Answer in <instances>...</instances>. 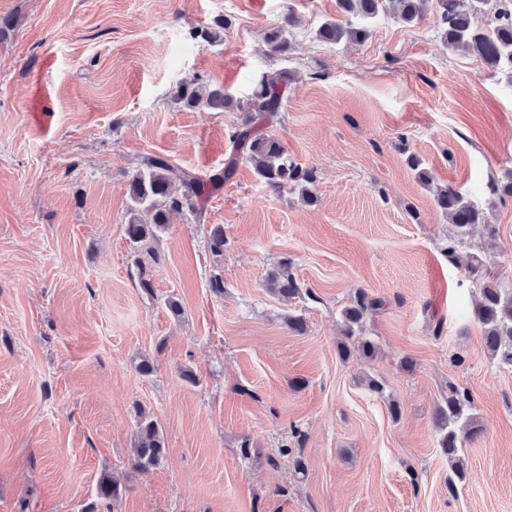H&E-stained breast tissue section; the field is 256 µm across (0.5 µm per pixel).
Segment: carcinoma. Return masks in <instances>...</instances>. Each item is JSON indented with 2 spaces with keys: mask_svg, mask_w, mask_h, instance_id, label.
<instances>
[{
  "mask_svg": "<svg viewBox=\"0 0 512 512\" xmlns=\"http://www.w3.org/2000/svg\"><path fill=\"white\" fill-rule=\"evenodd\" d=\"M340 18L326 20L316 29V36L328 43L344 40L362 42L370 36L369 22L380 14H390L403 24L420 22L429 8L440 16V37L451 48H465L478 57L493 72H505L512 77V0H336ZM294 21L287 15L283 21L269 28L264 35L266 53L283 60L291 59L293 44L288 37ZM292 71L281 69L265 71L254 76L246 99L228 94L220 84L203 85L194 78L176 86L174 96L194 110L242 113L240 125L232 135V147L224 170L207 179L193 172H181L180 192L171 189L172 164L160 155L142 156L129 181L130 218L125 234L134 251L143 249L150 239L159 238L170 224L174 213H185L196 221L204 214L208 186L230 178L242 161L252 165L256 177L276 190L297 193L302 200L316 202V171L293 161L282 143L261 131L259 119L273 116L283 108ZM408 167L417 181L434 187V201L440 212L454 226V234L444 248L448 260L459 258L468 245L471 229L482 225L488 244L498 236L487 212L451 184L434 183V175L423 160L411 153ZM224 230L216 226L209 235L207 246L215 256L224 254ZM466 271L479 289V299L473 306V316L483 327L484 345L503 365L512 367V289L506 288L490 276L484 258L468 253ZM271 290L287 298L302 295L315 300L311 289H304L290 272L289 262H280L269 274ZM384 306V300L363 289L357 290L350 304L342 311L343 336L339 354L347 358L356 348L367 357L375 353L374 343L361 336L364 316ZM473 401L468 392L448 385V396L437 408L436 424L439 447L448 455L451 474L448 475V493L456 491L466 480V469L461 452L466 441L480 431L476 417L471 414ZM166 457L164 433L159 421L139 409L136 412V436L130 458L131 466L147 473L162 465ZM96 498L82 508V512H99V508L119 500L123 488L108 473H102L96 482Z\"/></svg>",
  "mask_w": 512,
  "mask_h": 512,
  "instance_id": "cac0c4a2",
  "label": "carcinoma"
}]
</instances>
